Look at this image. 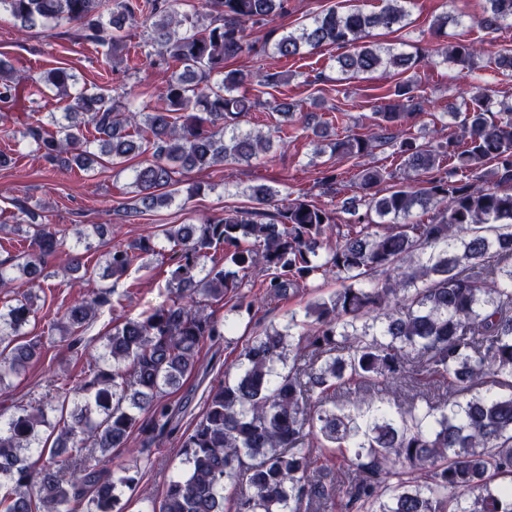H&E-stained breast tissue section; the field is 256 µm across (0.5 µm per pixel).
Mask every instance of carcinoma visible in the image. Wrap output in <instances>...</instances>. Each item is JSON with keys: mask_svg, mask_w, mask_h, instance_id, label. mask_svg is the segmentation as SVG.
Masks as SVG:
<instances>
[{"mask_svg": "<svg viewBox=\"0 0 512 512\" xmlns=\"http://www.w3.org/2000/svg\"><path fill=\"white\" fill-rule=\"evenodd\" d=\"M414 0H381L372 13L334 8L310 25L258 46L247 24L288 12V0H204L215 13L171 8V0H0L23 30L73 24L79 37L116 50L122 31L146 28L147 54L182 72L166 83L163 105L146 112L118 108L110 95L81 89L64 68L46 72L32 94L68 99L56 131L27 124L22 138L53 167L83 171L109 163L133 169L135 212L169 205L179 175L220 163L259 160L270 142L238 129L241 116L266 103L239 94L254 75L225 70L227 60L271 48L295 57L327 44L352 48L337 58L351 77L379 69L407 70L416 59L366 42L374 28L403 26ZM478 23L512 27V0H485ZM480 50L460 43L443 61L474 73ZM23 76L0 57V102L15 100ZM379 112L382 134H348L331 150L356 160L359 209L335 222L332 211L302 196L271 218L226 210L200 224L163 230L178 254L169 299L126 318L98 337L89 372L55 388V400H34L0 415V512H126L136 485L129 468L112 463L134 428L172 426L176 410L165 390L195 369L202 345L234 331L236 322L205 311L203 301H235L251 313L283 300L320 277L338 287L288 317L280 329L255 331L238 353L235 372L212 388L202 418L181 442L182 468L162 499L137 512H512V104L492 111L483 93L455 112L462 135L420 143L405 126L423 115L408 83ZM97 133L90 149L84 129ZM393 148L404 181L379 195L394 172L364 162L375 145ZM342 173L319 171L323 192ZM278 191L251 188L269 205ZM433 212L429 222L414 211ZM19 224L33 230L22 254L0 261V291L22 279L28 288L0 307V390L41 354L34 337L18 342L35 318L42 261L64 239L44 224L40 206L21 207ZM335 243H330L331 237ZM74 228L66 269L83 267L88 239ZM222 251L224 263L210 259ZM157 242L143 238L105 254L106 275L122 276ZM259 269L260 285L250 278ZM260 291L255 292L253 288ZM100 288L67 308L50 331L72 335L111 304Z\"/></svg>", "mask_w": 512, "mask_h": 512, "instance_id": "carcinoma-1", "label": "carcinoma"}]
</instances>
